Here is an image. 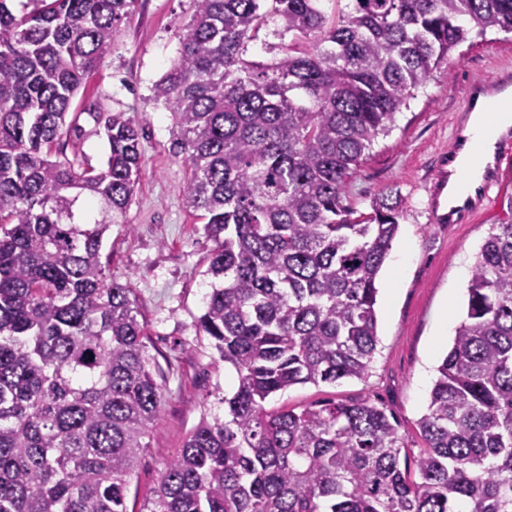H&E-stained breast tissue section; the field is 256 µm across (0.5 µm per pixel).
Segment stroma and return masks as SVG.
<instances>
[{"mask_svg": "<svg viewBox=\"0 0 512 512\" xmlns=\"http://www.w3.org/2000/svg\"><path fill=\"white\" fill-rule=\"evenodd\" d=\"M193 14V0H137L105 61L83 81L72 106L78 113L79 159L98 168L108 148L85 109L120 112L139 129L143 170L132 201L104 238L109 278L130 284L148 332V348L165 389L163 412L148 430L146 447L130 478L127 512H145L159 476L203 416L220 415L219 399L235 382L195 320L208 290L212 247L204 221L188 207L187 168L173 152L174 125L154 96L156 82L179 51L178 34ZM512 66V33L492 32L466 42L397 114L388 136L378 138L349 184V200L369 212L374 195L403 201L397 236L377 279L378 345L366 379L297 385L271 396L266 406L308 405L364 398L386 407L407 435V459L421 446L417 422L426 412L436 368L452 331L467 309L469 271L512 191V162L505 164L487 207L470 224L435 223L433 187L448 167L455 122L475 76ZM407 260H400L401 248Z\"/></svg>", "mask_w": 512, "mask_h": 512, "instance_id": "stroma-1", "label": "stroma"}]
</instances>
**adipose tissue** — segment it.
Segmentation results:
<instances>
[{"instance_id": "adipose-tissue-1", "label": "adipose tissue", "mask_w": 512, "mask_h": 512, "mask_svg": "<svg viewBox=\"0 0 512 512\" xmlns=\"http://www.w3.org/2000/svg\"><path fill=\"white\" fill-rule=\"evenodd\" d=\"M511 125V112H497L491 115L476 112L471 115L463 131L466 150L461 153L448 179L449 199H456L462 192L475 190L481 182V169L471 166L468 162L469 150L479 149L483 160H492L499 130Z\"/></svg>"}]
</instances>
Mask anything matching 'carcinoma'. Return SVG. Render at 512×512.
<instances>
[{
    "label": "carcinoma",
    "instance_id": "carcinoma-1",
    "mask_svg": "<svg viewBox=\"0 0 512 512\" xmlns=\"http://www.w3.org/2000/svg\"><path fill=\"white\" fill-rule=\"evenodd\" d=\"M137 0H0V512H126L164 406L129 284L103 237L139 181L138 129L103 124L105 167L66 154L83 79ZM194 0L154 86L214 243L199 333L236 386L168 464L146 512H512V196L476 255L466 318L437 367L415 473L367 399L269 410L296 385L364 379L376 281L401 200L346 187L375 139L512 0ZM274 24L267 62L249 45ZM101 219L80 218L83 207Z\"/></svg>",
    "mask_w": 512,
    "mask_h": 512
}]
</instances>
